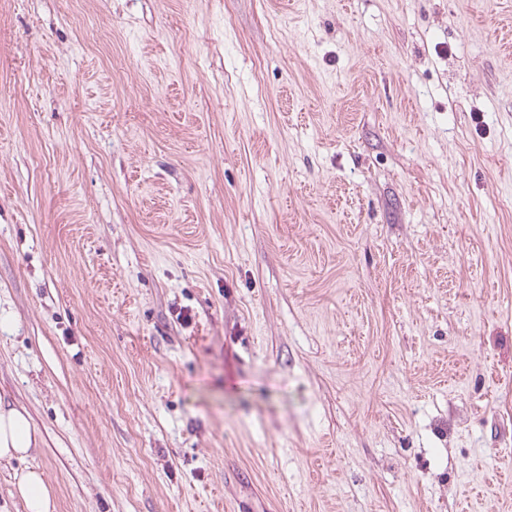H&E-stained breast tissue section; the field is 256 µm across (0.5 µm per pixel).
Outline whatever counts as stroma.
I'll list each match as a JSON object with an SVG mask.
<instances>
[{
  "instance_id": "obj_1",
  "label": "stroma",
  "mask_w": 512,
  "mask_h": 512,
  "mask_svg": "<svg viewBox=\"0 0 512 512\" xmlns=\"http://www.w3.org/2000/svg\"><path fill=\"white\" fill-rule=\"evenodd\" d=\"M0 403V512H512V0H0ZM36 443V429L25 410L0 403V461L23 458ZM16 489L27 512H53L52 487L41 471L28 469L18 475Z\"/></svg>"
}]
</instances>
